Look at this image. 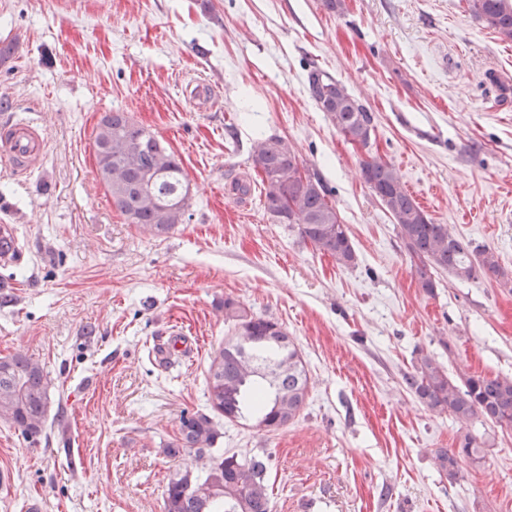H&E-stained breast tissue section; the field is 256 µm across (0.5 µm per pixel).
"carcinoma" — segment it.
Wrapping results in <instances>:
<instances>
[{
	"label": "carcinoma",
	"mask_w": 512,
	"mask_h": 512,
	"mask_svg": "<svg viewBox=\"0 0 512 512\" xmlns=\"http://www.w3.org/2000/svg\"><path fill=\"white\" fill-rule=\"evenodd\" d=\"M468 10L492 28L502 41L512 42V0H466ZM312 99L350 144L370 146L374 131L367 108L335 77L312 69L307 74ZM98 175L112 205L141 231L161 236L184 223L191 187L173 152L126 112H108L93 140ZM252 168L260 177L267 212L298 226L301 238L323 255L344 266L356 264L357 255L336 206L318 178L297 176L300 163L288 142L279 136L257 139ZM361 177L392 217L421 288H436L435 276L447 272L458 279L482 273L503 277L494 249L475 245L447 224H434L405 188L393 164L373 156L361 164ZM224 321L233 334L211 357L206 378L211 413L183 414L175 439L164 452L176 457L187 449L204 456L220 436L222 417L229 422L253 419L275 432L293 421L308 393V376L301 351L281 324L257 315L226 298ZM406 390L434 412H448L466 424L483 418L512 426V377L471 376L459 385L434 357L417 359L402 375ZM51 381L45 368L16 353L0 358V418L16 425L34 443L46 433ZM483 458V449L467 434L461 448L442 451L436 465L451 480L459 462ZM164 512H270L268 463L260 456L236 454L211 458L204 473H174L165 489Z\"/></svg>",
	"instance_id": "carcinoma-1"
}]
</instances>
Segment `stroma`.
<instances>
[{"mask_svg": "<svg viewBox=\"0 0 512 512\" xmlns=\"http://www.w3.org/2000/svg\"><path fill=\"white\" fill-rule=\"evenodd\" d=\"M0 124L30 116L37 169L0 159V224L22 256L0 269V357L43 365L64 428L26 440L0 420V512H164L170 474L195 451L162 448L186 412H209L210 358L233 299L280 323L306 363L299 416L270 433L222 422L213 457L269 459L271 512H512V428L429 411L401 383L420 354L451 379L512 375V43L465 0H0ZM324 70L368 109L369 149L311 99ZM219 96L200 108L182 85ZM128 113L180 160L191 217L163 236L113 206L94 132ZM287 138L321 178L357 254L347 267L265 209L259 135ZM393 163L437 224L493 248L507 279L441 273L420 287L390 215L360 176ZM252 189L231 190L237 179ZM180 332L184 350L157 348ZM484 450L438 473L464 435Z\"/></svg>", "mask_w": 512, "mask_h": 512, "instance_id": "stroma-1", "label": "stroma"}]
</instances>
